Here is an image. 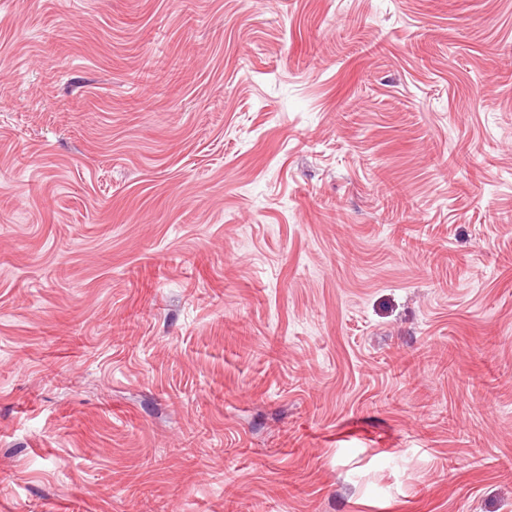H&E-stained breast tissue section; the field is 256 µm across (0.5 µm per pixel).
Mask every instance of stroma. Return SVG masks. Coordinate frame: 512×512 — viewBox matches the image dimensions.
I'll list each match as a JSON object with an SVG mask.
<instances>
[{
  "label": "stroma",
  "mask_w": 512,
  "mask_h": 512,
  "mask_svg": "<svg viewBox=\"0 0 512 512\" xmlns=\"http://www.w3.org/2000/svg\"><path fill=\"white\" fill-rule=\"evenodd\" d=\"M0 512H512V0H0Z\"/></svg>",
  "instance_id": "stroma-1"
}]
</instances>
